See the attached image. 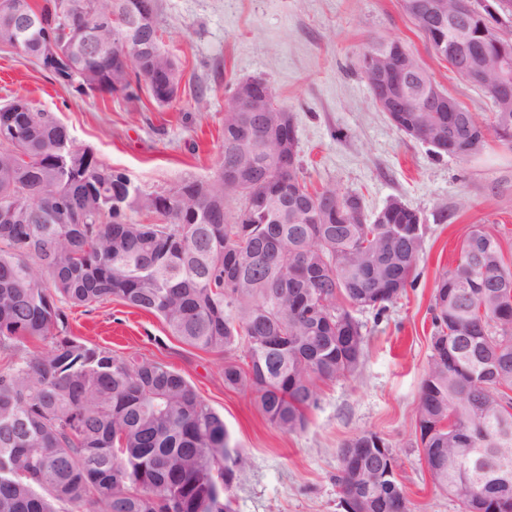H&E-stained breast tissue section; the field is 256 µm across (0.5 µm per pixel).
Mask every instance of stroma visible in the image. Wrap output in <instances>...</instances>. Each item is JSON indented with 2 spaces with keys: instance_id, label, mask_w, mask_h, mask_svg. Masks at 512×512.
Wrapping results in <instances>:
<instances>
[{
  "instance_id": "35a3bbf8",
  "label": "stroma",
  "mask_w": 512,
  "mask_h": 512,
  "mask_svg": "<svg viewBox=\"0 0 512 512\" xmlns=\"http://www.w3.org/2000/svg\"><path fill=\"white\" fill-rule=\"evenodd\" d=\"M157 6L162 44L183 72L174 100L77 97L23 52L0 47V104L24 97L54 112L76 145L125 170L142 190L161 192L214 173L226 99L238 81L264 78L297 128L308 185L357 194L369 215L402 200L424 218L425 249L414 287L384 318L356 313L364 358L353 375L319 385L306 428L290 435L264 416L250 390L225 384L222 355L183 343L153 314L108 299L72 309L70 335L118 356L164 362L223 414L247 458L232 488L234 512H341L339 450L362 432L391 445L411 512H459L433 484L416 446V408L431 355L429 307L436 279L456 266L474 226L496 235L512 263V152L492 141L469 159L436 156L373 105L361 55L372 41L400 40L437 86L485 122L489 100L436 57L400 0H157ZM452 210L455 220L442 222L441 214Z\"/></svg>"
}]
</instances>
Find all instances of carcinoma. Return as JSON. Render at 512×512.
<instances>
[{"mask_svg": "<svg viewBox=\"0 0 512 512\" xmlns=\"http://www.w3.org/2000/svg\"><path fill=\"white\" fill-rule=\"evenodd\" d=\"M156 0H112L136 14ZM404 13L437 57L454 65L462 47L492 65L512 37L483 36L487 0H459V35L429 23L413 2ZM40 15L25 54L53 45L51 75L81 96L154 95L169 52L130 66L123 31L99 0H0V45L11 46L8 12ZM71 14L68 23L62 16ZM90 28L111 44L105 55L76 54ZM493 112L483 126L469 111L451 125L438 156L470 158L488 138L512 151V96L481 87ZM0 512H208L215 469L237 479L246 458L224 417L168 365L115 356L68 334L65 309L109 298L159 317L185 344L222 353L224 383L249 388L262 413L285 433L303 430L318 404L317 382L353 374L365 336L353 312L382 315L413 285L426 232L406 226L418 211L394 198L368 217L343 204L316 206L300 165L269 173L261 190L224 211L226 155L214 175L189 178L164 198L133 193L123 171L72 141L54 113L15 98L0 107ZM307 202L283 222L274 203ZM155 218L144 224L132 214ZM512 263L497 236L477 225L457 265L436 282L432 351L417 405L418 448H443L433 484L468 512L471 469L465 448L484 457L483 484L512 499ZM244 364H239L236 352ZM374 462L341 466L340 493L373 479ZM370 512H409L403 486L381 488Z\"/></svg>", "mask_w": 512, "mask_h": 512, "instance_id": "carcinoma-1", "label": "carcinoma"}]
</instances>
